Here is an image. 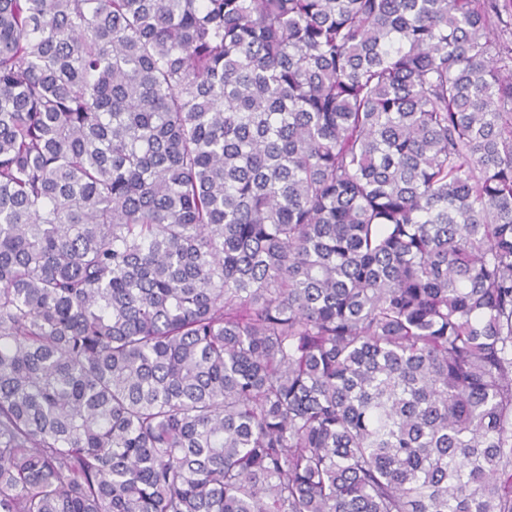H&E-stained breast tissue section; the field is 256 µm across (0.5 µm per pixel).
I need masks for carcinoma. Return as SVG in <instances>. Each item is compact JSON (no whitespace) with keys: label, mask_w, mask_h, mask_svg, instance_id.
Here are the masks:
<instances>
[{"label":"carcinoma","mask_w":512,"mask_h":512,"mask_svg":"<svg viewBox=\"0 0 512 512\" xmlns=\"http://www.w3.org/2000/svg\"><path fill=\"white\" fill-rule=\"evenodd\" d=\"M0 512H512V0H0Z\"/></svg>","instance_id":"carcinoma-1"}]
</instances>
